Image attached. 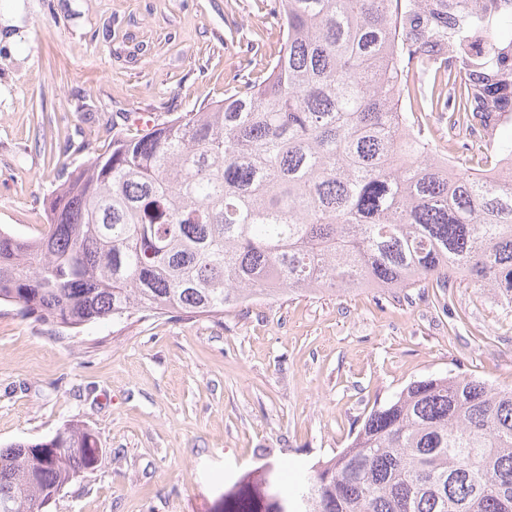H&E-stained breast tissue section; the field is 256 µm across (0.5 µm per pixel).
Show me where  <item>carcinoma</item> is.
Masks as SVG:
<instances>
[{
    "instance_id": "obj_1",
    "label": "carcinoma",
    "mask_w": 512,
    "mask_h": 512,
    "mask_svg": "<svg viewBox=\"0 0 512 512\" xmlns=\"http://www.w3.org/2000/svg\"><path fill=\"white\" fill-rule=\"evenodd\" d=\"M277 4L266 72L113 137L47 199L44 233L0 229V302L75 330L461 275L512 304V177L438 158L423 119L490 136L512 116V38L495 33L512 0ZM96 447L73 425L1 449L0 512H38ZM312 471L281 489L293 512H512V387L414 381Z\"/></svg>"
}]
</instances>
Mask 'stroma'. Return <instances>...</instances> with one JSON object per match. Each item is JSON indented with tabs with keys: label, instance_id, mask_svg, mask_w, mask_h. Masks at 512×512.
Segmentation results:
<instances>
[{
	"label": "stroma",
	"instance_id": "obj_1",
	"mask_svg": "<svg viewBox=\"0 0 512 512\" xmlns=\"http://www.w3.org/2000/svg\"><path fill=\"white\" fill-rule=\"evenodd\" d=\"M276 0H0V229L48 228L45 202L133 116L152 123L223 99L279 50ZM439 155L448 117L425 118ZM512 387V309L458 278L398 296L381 288L284 294L225 309L106 320L74 333L0 303V448L94 433L96 469L49 512H224L263 479L345 448L374 405L430 375Z\"/></svg>",
	"mask_w": 512,
	"mask_h": 512
}]
</instances>
